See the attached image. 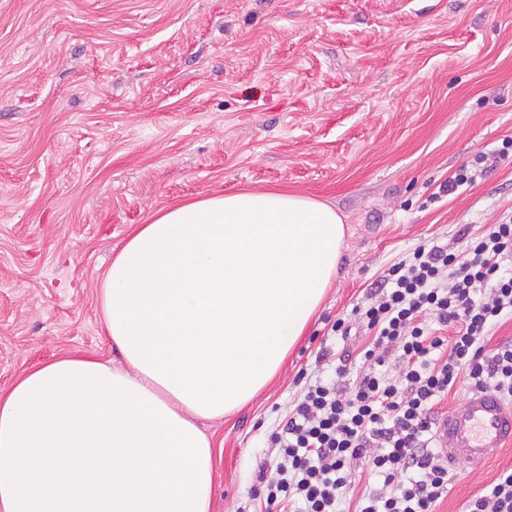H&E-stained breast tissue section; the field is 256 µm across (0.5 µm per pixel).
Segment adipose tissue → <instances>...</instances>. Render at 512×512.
Segmentation results:
<instances>
[{"mask_svg": "<svg viewBox=\"0 0 512 512\" xmlns=\"http://www.w3.org/2000/svg\"><path fill=\"white\" fill-rule=\"evenodd\" d=\"M330 205L240 190L154 213L100 289L124 367L59 358L0 394V512H210L199 420L250 402L336 278Z\"/></svg>", "mask_w": 512, "mask_h": 512, "instance_id": "obj_1", "label": "adipose tissue"}]
</instances>
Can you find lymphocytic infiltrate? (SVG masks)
Returning a JSON list of instances; mask_svg holds the SVG:
<instances>
[{
  "label": "lymphocytic infiltrate",
  "instance_id": "1",
  "mask_svg": "<svg viewBox=\"0 0 512 512\" xmlns=\"http://www.w3.org/2000/svg\"><path fill=\"white\" fill-rule=\"evenodd\" d=\"M512 318V221L470 238L461 253L417 245L332 326L372 340L362 372L346 365L304 388L271 433L278 462L261 492L283 512H436L456 472L437 446V406L459 381L512 403V341L488 342ZM381 489L356 494L352 468ZM465 512H512V468Z\"/></svg>",
  "mask_w": 512,
  "mask_h": 512
}]
</instances>
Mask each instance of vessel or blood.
I'll use <instances>...</instances> for the list:
<instances>
[{
	"label": "vessel or blood",
	"instance_id": "obj_1",
	"mask_svg": "<svg viewBox=\"0 0 512 512\" xmlns=\"http://www.w3.org/2000/svg\"><path fill=\"white\" fill-rule=\"evenodd\" d=\"M508 441H512V404H504L488 390L470 392L460 408L439 422V446L452 463L483 467Z\"/></svg>",
	"mask_w": 512,
	"mask_h": 512
}]
</instances>
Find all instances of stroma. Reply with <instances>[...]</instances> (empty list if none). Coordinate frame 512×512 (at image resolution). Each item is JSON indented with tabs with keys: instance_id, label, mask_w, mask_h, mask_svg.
Here are the masks:
<instances>
[{
	"instance_id": "1",
	"label": "stroma",
	"mask_w": 512,
	"mask_h": 512,
	"mask_svg": "<svg viewBox=\"0 0 512 512\" xmlns=\"http://www.w3.org/2000/svg\"><path fill=\"white\" fill-rule=\"evenodd\" d=\"M512 138V0H0V390L60 357L120 362L99 288L152 213L238 189L332 205L336 280L255 398L204 421L211 512H254L269 436L331 330L420 241L458 251L512 218V164L443 184ZM461 466L437 512L503 469ZM486 154H478L470 162L461 165L448 179V184L443 186L445 191H455L461 186L471 185L476 182L477 177L482 176L486 167L481 165L487 160ZM482 167V168H480Z\"/></svg>"
}]
</instances>
